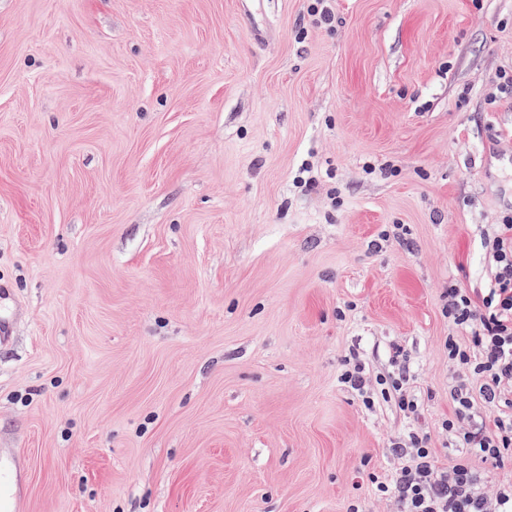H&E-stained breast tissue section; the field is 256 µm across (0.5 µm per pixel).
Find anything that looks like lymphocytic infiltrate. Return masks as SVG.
Instances as JSON below:
<instances>
[{"label":"lymphocytic infiltrate","mask_w":512,"mask_h":512,"mask_svg":"<svg viewBox=\"0 0 512 512\" xmlns=\"http://www.w3.org/2000/svg\"><path fill=\"white\" fill-rule=\"evenodd\" d=\"M484 246L495 273L483 291L448 287V317L471 337L448 341L457 366L477 376V390L450 393L453 415L445 426L462 456L441 465L418 433L398 453L402 466L377 489L399 512H512V484L490 490L473 459L502 467L512 464V215L504 216Z\"/></svg>","instance_id":"lymphocytic-infiltrate-1"}]
</instances>
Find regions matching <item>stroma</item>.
Segmentation results:
<instances>
[{
    "mask_svg": "<svg viewBox=\"0 0 512 512\" xmlns=\"http://www.w3.org/2000/svg\"><path fill=\"white\" fill-rule=\"evenodd\" d=\"M307 6L0 0L25 512H391L398 437L459 455L448 286L512 213V0ZM352 357L406 362L418 418ZM342 383L348 384L351 388L357 390L363 396V403L368 408L374 405V401L370 396H364V390L367 383L365 366L355 362L351 367L341 374Z\"/></svg>",
    "mask_w": 512,
    "mask_h": 512,
    "instance_id": "1",
    "label": "stroma"
}]
</instances>
